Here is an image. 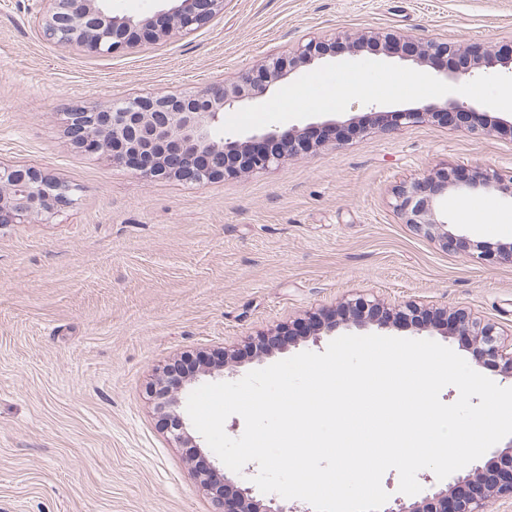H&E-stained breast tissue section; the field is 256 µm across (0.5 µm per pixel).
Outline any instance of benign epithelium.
<instances>
[{"label": "benign epithelium", "instance_id": "7a95c632", "mask_svg": "<svg viewBox=\"0 0 512 512\" xmlns=\"http://www.w3.org/2000/svg\"><path fill=\"white\" fill-rule=\"evenodd\" d=\"M39 2L37 18L44 37L60 45L91 44L101 54L155 42L173 31L190 33L208 23L224 5V0H168L169 7L161 11L158 27L153 16L114 14L104 0ZM339 38L353 42L357 49L369 40L373 50L417 64L461 53L457 45L448 41H418L390 32L367 39L343 33ZM334 43L333 38L311 39L266 61L256 71L243 74L230 85L210 84L191 95L134 97L119 106L90 102L76 112L64 113L67 138L73 146L100 152L112 165L126 168L145 180L175 176L200 184L267 171L287 156L308 152L309 146L275 128L246 136H228L224 133V113L266 96L301 67L327 59ZM482 67L484 64L475 62L439 70L437 76L464 82L475 77ZM470 110L468 103L449 98L421 108L396 111L391 114V125L414 124L429 115L448 116ZM455 173L456 169L448 166L399 185L394 192V211L418 235L445 251H463L483 261L496 257L512 261L511 243L493 253L470 242L452 229L445 208L450 190H484L512 198V174L479 170L471 178L461 180ZM73 202V189L66 181L35 166L0 161V225L47 223ZM341 309L349 311V315L339 319L337 309L326 307L309 314L307 335L312 342H320L340 325L349 323L358 328L410 326L421 331L428 327L421 317L432 314L413 303L387 306L363 296L343 302ZM441 335L464 338L476 364L492 363L499 367L503 380L512 382V338H500L494 325L460 311L442 324ZM212 373V368L202 369L175 381L169 388L165 373L158 375L153 392L156 409L170 420L173 437L182 447L196 448L198 444L179 414L180 392L199 376ZM192 475L209 491L216 512H298L274 495L258 499L249 487L230 486L229 479H221L219 470L213 466L194 470ZM497 495L512 497V441L491 451L484 463L448 476L446 488L431 486L417 499L397 497L385 503L381 512H486L488 501Z\"/></svg>", "mask_w": 512, "mask_h": 512}]
</instances>
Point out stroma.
I'll list each match as a JSON object with an SVG mask.
<instances>
[{"label":"stroma","instance_id":"stroma-1","mask_svg":"<svg viewBox=\"0 0 512 512\" xmlns=\"http://www.w3.org/2000/svg\"><path fill=\"white\" fill-rule=\"evenodd\" d=\"M378 31L512 43V0H224L189 34L111 55L41 37L33 0H0V160L74 188L50 222L0 226V512H212L185 449L150 396L182 355L238 351L231 381L325 344L243 355L248 338L364 294L471 312L512 332V263L442 251L402 224L397 185L451 165L512 172V118L498 99L512 66L478 76L480 132L429 119L388 131L396 110L463 98L419 66L343 51L226 112L228 134L294 136L325 120L370 127L266 173L188 184L146 180L72 146L61 118L89 102L188 94L233 82L313 37ZM373 82L377 95L353 88ZM423 80L431 94H414ZM295 89L300 106L283 91ZM491 203L490 221L473 208ZM448 220L472 240L512 243V198L450 193Z\"/></svg>","mask_w":512,"mask_h":512}]
</instances>
